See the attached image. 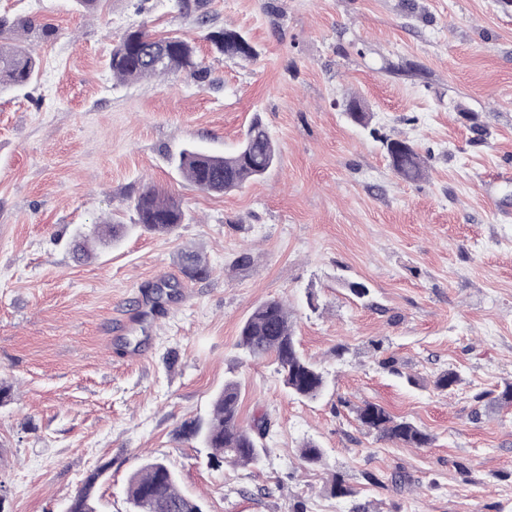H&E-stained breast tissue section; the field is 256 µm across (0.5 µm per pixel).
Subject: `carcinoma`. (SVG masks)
I'll return each mask as SVG.
<instances>
[{"mask_svg":"<svg viewBox=\"0 0 512 512\" xmlns=\"http://www.w3.org/2000/svg\"><path fill=\"white\" fill-rule=\"evenodd\" d=\"M215 48L229 57L250 60L257 56L254 47L238 32L224 30V42L215 41V33L207 34ZM163 51L164 62L157 64L153 52ZM112 76L120 83L135 82L151 77H169L181 72L202 73L196 58L195 46L180 37H152L142 29L128 31L113 47L108 62ZM39 63L18 38L0 39V93L21 90L36 81ZM349 117L366 127L370 114L360 101H347ZM395 173L402 179L414 181L427 168L426 158L410 142L382 139ZM279 161V148L266 125L254 117L248 126L241 146L229 156L213 155L197 146L184 148L176 159L183 177L194 187L212 193H224L241 187L249 180L266 175ZM136 222L121 224L104 221L83 225L74 230L73 242L80 255L90 254L92 248H114L124 237L141 229L157 235H169L187 219L186 212L175 198L154 188L142 191L134 203ZM184 272L204 280L211 269L201 254L188 251L182 255ZM236 347L250 360L273 357L283 384L297 397L317 400L329 388L323 369L306 357L297 347L293 336L288 308L271 300L257 305L241 326ZM240 388L237 380L224 381V388L215 397L210 413L184 422L178 435L194 440L206 449L210 466L222 468L256 466L268 453L263 440L271 420L263 415L250 427L239 422ZM361 426L378 437L414 448H425L430 435L413 422L392 416L385 408L365 403L356 408ZM300 458L308 465L323 461V451L307 442L300 449ZM95 478H89L70 498L72 512H100L93 494ZM126 500L134 507L148 504V512H203L201 503L183 493L178 487L176 472L163 459H150L134 472L126 488Z\"/></svg>","mask_w":512,"mask_h":512,"instance_id":"1","label":"carcinoma"}]
</instances>
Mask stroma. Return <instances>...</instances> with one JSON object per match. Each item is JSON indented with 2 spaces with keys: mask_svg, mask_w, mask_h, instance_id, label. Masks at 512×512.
<instances>
[{
  "mask_svg": "<svg viewBox=\"0 0 512 512\" xmlns=\"http://www.w3.org/2000/svg\"><path fill=\"white\" fill-rule=\"evenodd\" d=\"M2 22L23 25L40 71L0 93V512H60L94 473L100 512H128V478L149 457L205 512H512V404L475 400L512 384V11L0 0ZM138 26L193 42L203 77L113 80L110 52ZM224 27L257 57L214 52L206 34ZM353 96L369 127L348 118ZM256 114L280 150L264 178L215 195L178 173L184 147L231 153ZM385 137L416 145L423 179L393 172ZM147 186L179 200L185 224L78 257L74 228L132 222ZM188 250L208 279L184 274ZM162 281L172 296L148 312ZM273 299L332 381L319 400L288 393L273 360L239 355L241 323ZM449 369L459 384L437 390ZM230 377L241 424L271 420L254 468L209 467L176 436ZM366 402L421 426L429 447L368 433ZM308 440L321 465L302 466ZM335 474L353 495L329 496Z\"/></svg>",
  "mask_w": 512,
  "mask_h": 512,
  "instance_id": "stroma-1",
  "label": "stroma"
}]
</instances>
